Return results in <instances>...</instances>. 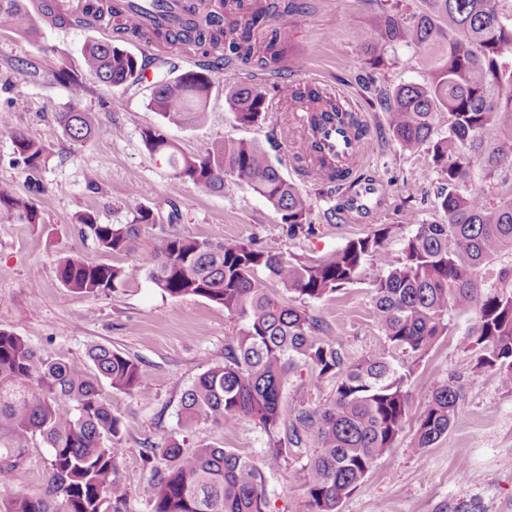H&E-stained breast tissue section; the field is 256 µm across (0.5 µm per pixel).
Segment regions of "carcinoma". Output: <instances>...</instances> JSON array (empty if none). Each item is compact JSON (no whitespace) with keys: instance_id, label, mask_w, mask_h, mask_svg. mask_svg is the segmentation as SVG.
I'll return each instance as SVG.
<instances>
[{"instance_id":"carcinoma-1","label":"carcinoma","mask_w":512,"mask_h":512,"mask_svg":"<svg viewBox=\"0 0 512 512\" xmlns=\"http://www.w3.org/2000/svg\"><path fill=\"white\" fill-rule=\"evenodd\" d=\"M425 2L427 10L408 14L388 0H377L371 29L359 35L376 68L386 49L397 45L414 48L429 66L422 83L402 84L390 93L378 90L387 100L386 124L393 140L407 151H427L443 181L436 208L444 219L418 225L394 265L381 268L388 225L316 259L266 250L253 241L214 243L182 235L156 236L140 252L139 268L163 292L173 298H205L240 323L235 344L224 347V362L200 374L184 393L185 420L225 428L251 425L264 430L269 440L258 462L212 445L188 451L174 436L149 448L168 462L154 483L152 512H267L265 471L277 469L290 448L310 439L316 448L304 466L308 512H339L342 501L403 431L409 375L377 354L350 360L324 321L277 297L271 282L311 300L366 282L385 338L417 359L450 332L452 313L473 311L475 324L464 345L475 357V370L512 390V270L501 273L499 285L484 287L487 267L512 251V186L495 204L483 191H459L471 179L476 158L487 177L512 171V13L503 12L502 0ZM296 9L295 0H224V17L219 18L207 0H195L189 8L193 21L184 32L146 30L140 36L150 43L178 41L197 50L222 47L225 62L254 64L276 74L290 48L288 27ZM83 16L86 23L110 17L126 26L123 0H88ZM0 29L28 38L39 31L23 0H0ZM82 68V74L67 76L77 96L89 80L124 87L128 76L142 73L144 66L120 45L100 40L84 46ZM156 84L147 106L163 124L180 126L192 114L202 117L212 87L208 70L164 75ZM273 91L233 83L225 102L244 126L266 119L275 100L306 102L314 108L312 128L346 123L357 139L369 136L357 113L317 85L295 82ZM444 112L448 132L435 139L436 122ZM494 122L501 138L488 145L484 132ZM94 127L89 112H60L40 140L13 134L14 153L32 179L48 159L51 139L61 133L82 146ZM142 137L151 152L167 156L173 178L196 193H221L226 180L245 185L273 207L288 237L315 233L311 198L260 145L228 139L187 154L157 128L146 129ZM293 160L319 169V184L345 186L351 179L352 169L329 165L321 146L310 140ZM22 218L40 223L33 206L0 189V224ZM79 222L101 251L124 253L135 249L156 218L152 209L140 207L125 224H102L93 212L83 213ZM128 277L123 267L78 256L57 267L64 288L93 297ZM89 357L94 373H77L0 329V485L14 484L34 437L50 449L44 491L0 499V512H124L128 490L116 477L112 448L121 420L103 397L101 382L117 390H139V367L102 345L92 347ZM302 365L318 378L336 379L335 397L317 410L289 414L283 407L284 387ZM461 396L458 380L435 381L419 420L415 450L431 447L448 433ZM62 402L73 411L61 410Z\"/></svg>"}]
</instances>
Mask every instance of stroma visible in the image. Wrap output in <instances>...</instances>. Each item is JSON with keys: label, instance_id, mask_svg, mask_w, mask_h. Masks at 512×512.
Wrapping results in <instances>:
<instances>
[{"label": "stroma", "instance_id": "stroma-1", "mask_svg": "<svg viewBox=\"0 0 512 512\" xmlns=\"http://www.w3.org/2000/svg\"><path fill=\"white\" fill-rule=\"evenodd\" d=\"M293 19V50L278 74L242 65L213 71L212 89L203 118L164 133L186 153H200L217 140L258 142L302 192L312 194L315 235L288 238L280 218L268 203L246 186L228 181L222 193L201 196L174 179L165 162L144 145L142 132L158 125L147 109L145 88L120 89L89 82L83 95H72L54 72L60 62L72 71L81 67V49L105 39V32L88 25L59 26L45 14V0H25L39 26L37 38L26 39L0 30V188L29 200L42 221L0 224V329L22 337L34 349L89 372L92 346L103 345L132 357L140 368V388L119 391L104 387L121 434L113 440L117 476L128 489L125 512H151V486L162 458L146 460L151 445L179 433L186 448L205 443L238 455L260 459L268 446L265 433L251 426L217 427L198 422L182 426L181 399L196 378L224 358L239 324L223 306L200 297L173 298L138 267L133 253L99 250L81 234L79 217L96 212L101 223L124 224L136 209L150 207L158 218L149 236L175 232L198 239H257L265 248L316 258L366 236L378 225H391L385 242L388 261L397 260L419 223L437 220L435 194L441 184L426 152H409L397 145L384 121V109L367 98L362 79L374 74L381 85L420 83L425 64L412 49L396 47L380 69L370 70L358 35L368 29L372 0H302ZM34 68H27V61ZM288 81L324 84L344 92L367 123L372 148L362 171L387 188L384 207L358 221L324 222L327 204H342L345 191L325 197L289 162L286 137L291 118L274 107L265 122L243 126L225 103L224 88L253 83L265 88ZM95 113L96 130L88 143L73 145L66 137L51 140L49 159L36 182L26 180L14 154L13 133L39 139L57 113ZM86 260L130 269L120 287L98 297L63 288L56 276L62 258ZM310 314L332 329L351 359L380 353L392 357L410 375L409 416L393 447L379 458L363 483L340 505L339 512H512V390L474 371V357L462 346L474 324L471 312L454 313L451 330L421 360L395 351L374 318L373 294L357 283L330 296L304 303ZM458 378L462 397L457 415L443 436L424 452H416L419 417L431 396L435 379ZM336 382L314 381L300 367L284 389V408L315 409L331 400ZM465 449L459 463L457 449ZM313 451L306 444L267 472L270 512H307L304 466ZM49 450L33 439L15 483L17 490L41 493Z\"/></svg>", "mask_w": 512, "mask_h": 512}]
</instances>
